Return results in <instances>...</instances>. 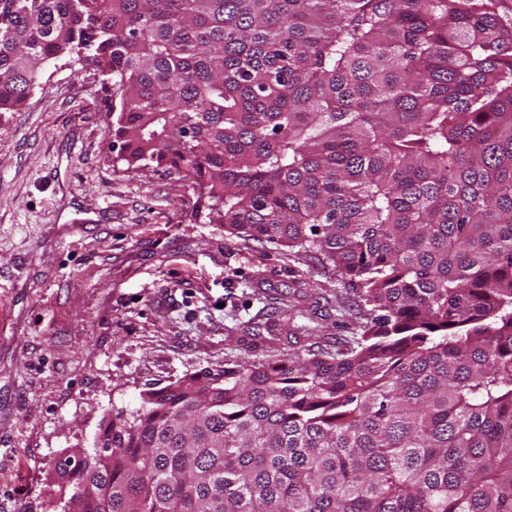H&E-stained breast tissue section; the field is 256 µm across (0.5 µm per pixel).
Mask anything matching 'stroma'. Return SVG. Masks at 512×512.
Listing matches in <instances>:
<instances>
[{
	"label": "stroma",
	"instance_id": "obj_1",
	"mask_svg": "<svg viewBox=\"0 0 512 512\" xmlns=\"http://www.w3.org/2000/svg\"><path fill=\"white\" fill-rule=\"evenodd\" d=\"M112 96L62 58L0 112V512H60L48 478L104 417L241 358H287L312 314L332 345L351 287L312 255L210 223L167 160L116 163Z\"/></svg>",
	"mask_w": 512,
	"mask_h": 512
}]
</instances>
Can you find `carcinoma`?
<instances>
[{
	"label": "carcinoma",
	"instance_id": "carcinoma-1",
	"mask_svg": "<svg viewBox=\"0 0 512 512\" xmlns=\"http://www.w3.org/2000/svg\"><path fill=\"white\" fill-rule=\"evenodd\" d=\"M73 55L117 161L321 255L360 316L105 417L55 465L63 512H512L504 0H0V112Z\"/></svg>",
	"mask_w": 512,
	"mask_h": 512
}]
</instances>
